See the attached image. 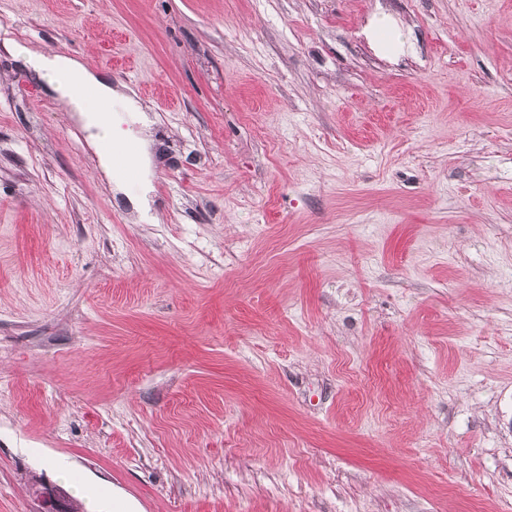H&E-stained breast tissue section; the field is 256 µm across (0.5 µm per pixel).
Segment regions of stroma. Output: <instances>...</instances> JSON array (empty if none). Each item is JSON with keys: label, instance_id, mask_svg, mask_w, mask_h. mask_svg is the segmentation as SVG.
<instances>
[{"label": "stroma", "instance_id": "1", "mask_svg": "<svg viewBox=\"0 0 512 512\" xmlns=\"http://www.w3.org/2000/svg\"><path fill=\"white\" fill-rule=\"evenodd\" d=\"M20 47L145 106L160 223ZM37 479L512 512V0H0V512Z\"/></svg>", "mask_w": 512, "mask_h": 512}]
</instances>
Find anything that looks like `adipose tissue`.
Returning a JSON list of instances; mask_svg holds the SVG:
<instances>
[{
    "instance_id": "1",
    "label": "adipose tissue",
    "mask_w": 512,
    "mask_h": 512,
    "mask_svg": "<svg viewBox=\"0 0 512 512\" xmlns=\"http://www.w3.org/2000/svg\"><path fill=\"white\" fill-rule=\"evenodd\" d=\"M22 56L37 77L48 83L67 111L77 113L84 126L94 130L93 145H101L103 137L112 133L113 104H121L128 112L141 109L136 99L114 89L110 82L72 56L27 50Z\"/></svg>"
}]
</instances>
